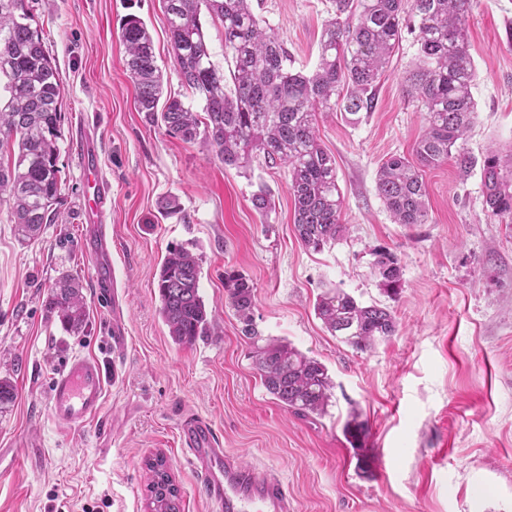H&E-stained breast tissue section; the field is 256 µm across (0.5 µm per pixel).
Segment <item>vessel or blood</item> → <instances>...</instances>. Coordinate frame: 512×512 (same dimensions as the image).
Here are the masks:
<instances>
[{
    "label": "vessel or blood",
    "mask_w": 512,
    "mask_h": 512,
    "mask_svg": "<svg viewBox=\"0 0 512 512\" xmlns=\"http://www.w3.org/2000/svg\"><path fill=\"white\" fill-rule=\"evenodd\" d=\"M78 158L85 181L82 207L85 243L94 258L93 280L100 301L113 303L116 282L112 274V236L106 222L111 201L109 182L101 172L97 139L83 134ZM106 394V375L93 357L72 358L52 379L49 414L62 432L77 430L101 413ZM179 438L200 477L212 512H292V495L286 483L273 475L260 476L224 450L212 423L186 415Z\"/></svg>",
    "instance_id": "obj_1"
}]
</instances>
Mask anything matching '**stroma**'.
Instances as JSON below:
<instances>
[{
  "label": "stroma",
  "instance_id": "1",
  "mask_svg": "<svg viewBox=\"0 0 512 512\" xmlns=\"http://www.w3.org/2000/svg\"><path fill=\"white\" fill-rule=\"evenodd\" d=\"M62 89L58 128L59 218L21 243L0 208V378L15 389L0 405V512H149L146 461L164 455L181 512H208L201 484L179 446L183 413L210 419L223 448L289 486L295 512H512V223L489 217L480 162L512 149V0H471L468 44L478 75L466 148L476 162L428 170L426 223H394L376 189L393 154H409L425 123L403 94L418 58L406 31L375 90L374 111L318 117L322 146L336 158L348 230L324 250L297 240L288 170L254 159L225 168L201 142L146 123L124 65L119 21L147 24L165 92L202 111L171 51L162 0H26ZM330 0H260L259 14L284 42L294 70L312 73ZM96 127L112 185L107 224L126 329L111 345L112 311L92 283L81 232L80 127ZM265 183L275 207L251 202ZM180 208L161 216L158 201ZM194 243L199 292L216 335L176 345L159 314L156 288L170 246ZM394 255L402 289L376 273L378 252ZM255 286L254 323L322 362L334 383L325 414L284 408L261 383L251 347L227 303L225 272ZM63 273L83 284L84 328L71 332L46 310ZM340 289L387 307L394 336L360 352L315 313L320 294ZM75 356L99 358L107 375L99 418L61 433L48 412L50 382ZM368 425L367 475L342 427L351 411Z\"/></svg>",
  "mask_w": 512,
  "mask_h": 512
}]
</instances>
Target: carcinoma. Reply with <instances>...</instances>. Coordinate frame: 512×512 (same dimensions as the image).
I'll return each instance as SVG.
<instances>
[{"instance_id": "obj_1", "label": "carcinoma", "mask_w": 512, "mask_h": 512, "mask_svg": "<svg viewBox=\"0 0 512 512\" xmlns=\"http://www.w3.org/2000/svg\"><path fill=\"white\" fill-rule=\"evenodd\" d=\"M171 51L183 83L205 99V117L175 96L162 98V74L144 21L128 14L120 21L126 70L135 103L146 120L161 123L172 137L202 141L228 168L247 167L253 158L288 167L294 202V230L308 250L319 252L346 230L336 158L319 143L318 115L341 110L356 116L374 107V89L408 25L417 30L419 65L407 79L406 96L426 110L412 157L392 155L377 172V191L397 224L428 219L425 173L448 160L467 172L473 160L463 143L473 123L477 78L469 53L470 0H332L316 69L291 67L288 50L254 12L253 0H163ZM224 25V59L233 64V88L211 61L200 21L201 8ZM25 0H0V206L4 205L23 242L38 239L55 223L60 195L56 132L62 119V90L42 33L29 23ZM482 182L488 214L512 220V149L488 153ZM252 205L262 216L272 198L261 185ZM375 267L385 290L401 286L397 260L378 254ZM198 256L187 246L168 249L157 290L160 316L174 343L192 345L215 335L199 294ZM224 291L252 340L253 364L266 391L302 416L323 415L333 382L326 366L291 344L262 340L253 324L254 285L240 274L224 277ZM48 308L72 332L82 329L87 309L82 285L72 275L50 289ZM315 311L325 327L357 351H370L395 335L398 321L386 307L363 305L349 294L328 291ZM264 344H259V341ZM365 423L353 414L343 426L350 447L363 448ZM149 512H180L179 488L163 455L146 463Z\"/></svg>"}]
</instances>
